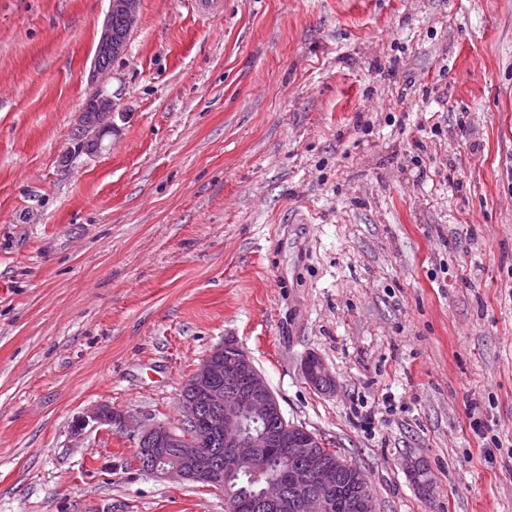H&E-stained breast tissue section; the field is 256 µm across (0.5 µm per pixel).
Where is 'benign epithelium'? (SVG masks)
<instances>
[{
    "label": "benign epithelium",
    "mask_w": 512,
    "mask_h": 512,
    "mask_svg": "<svg viewBox=\"0 0 512 512\" xmlns=\"http://www.w3.org/2000/svg\"><path fill=\"white\" fill-rule=\"evenodd\" d=\"M140 0H109V10L95 51L90 70L91 81L100 82L110 71L103 62L120 55L125 44L113 39L112 16L124 17L127 30L137 24ZM101 121L93 124L80 119L74 133V152L95 153L102 148L104 137L115 129L116 103L103 92L93 100ZM308 384L318 391H330L335 380L324 361L316 354L309 355L302 367ZM210 409L202 417L199 402ZM180 417L175 424L156 423L143 427L138 433L136 455L148 458L150 472L158 478H177L225 491L229 504L237 497L230 485L241 471L251 480H261L264 470L259 462L277 448L285 453V465L275 485L279 493L265 487L251 498L256 512H334L335 488L342 469L350 466L340 457L336 464L322 462L315 454L320 441L314 433L287 421L280 404L266 380L250 358L231 341L213 348L202 360L194 374L185 382L179 398ZM123 425L126 417L107 404L98 405L80 416L75 433L89 423ZM224 439V468L215 466L207 439ZM176 449L175 455L165 452Z\"/></svg>",
    "instance_id": "obj_1"
}]
</instances>
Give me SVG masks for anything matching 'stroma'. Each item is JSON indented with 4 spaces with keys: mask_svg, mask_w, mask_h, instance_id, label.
Instances as JSON below:
<instances>
[{
    "mask_svg": "<svg viewBox=\"0 0 512 512\" xmlns=\"http://www.w3.org/2000/svg\"><path fill=\"white\" fill-rule=\"evenodd\" d=\"M107 10L0 0V512H224L135 428L227 339L377 512H512V0H141L101 88ZM92 102L95 105L96 112H86L87 117L91 121H96L99 117L97 112H100L101 121L96 124L89 123L85 119V112H83L79 126L74 133V154L81 152L92 154L99 151L104 137L115 129L114 119L116 114L121 117V113L115 112L116 103L112 96L105 94L103 90H100L98 97ZM308 384L318 391H330L335 387V380L324 361L316 354L309 355L302 367ZM90 422L97 425L112 426L118 424L123 426L126 422V417L120 411L113 409L112 406L101 404L85 412L78 418L75 425V432H81Z\"/></svg>",
    "mask_w": 512,
    "mask_h": 512,
    "instance_id": "stroma-1",
    "label": "stroma"
}]
</instances>
